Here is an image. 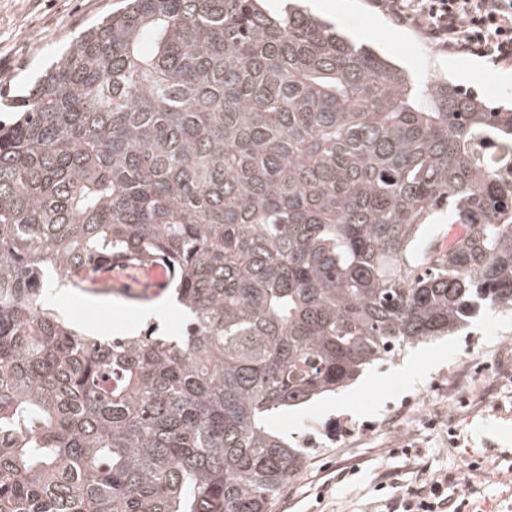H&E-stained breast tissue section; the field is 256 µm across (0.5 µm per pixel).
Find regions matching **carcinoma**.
Masks as SVG:
<instances>
[{
    "instance_id": "cac0c4a2",
    "label": "carcinoma",
    "mask_w": 512,
    "mask_h": 512,
    "mask_svg": "<svg viewBox=\"0 0 512 512\" xmlns=\"http://www.w3.org/2000/svg\"><path fill=\"white\" fill-rule=\"evenodd\" d=\"M0 123V512H268L274 415L512 311V110L288 4L127 0ZM467 233L426 266L438 214ZM166 266L179 336L79 331L47 283Z\"/></svg>"
}]
</instances>
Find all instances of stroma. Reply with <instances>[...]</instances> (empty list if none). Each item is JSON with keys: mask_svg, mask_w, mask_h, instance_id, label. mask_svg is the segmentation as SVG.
Returning <instances> with one entry per match:
<instances>
[{"mask_svg": "<svg viewBox=\"0 0 512 512\" xmlns=\"http://www.w3.org/2000/svg\"><path fill=\"white\" fill-rule=\"evenodd\" d=\"M324 18L402 63L415 77L449 78L489 107L512 105V64L440 49L374 0H329ZM118 0H0V121L10 99L84 26ZM152 274L118 270L113 288H50L55 307L102 337L144 328ZM314 445L270 512H382L395 492L448 476L449 499L474 512H512V313L483 312L458 333L405 348L367 367L339 394L272 420Z\"/></svg>", "mask_w": 512, "mask_h": 512, "instance_id": "obj_1", "label": "stroma"}]
</instances>
